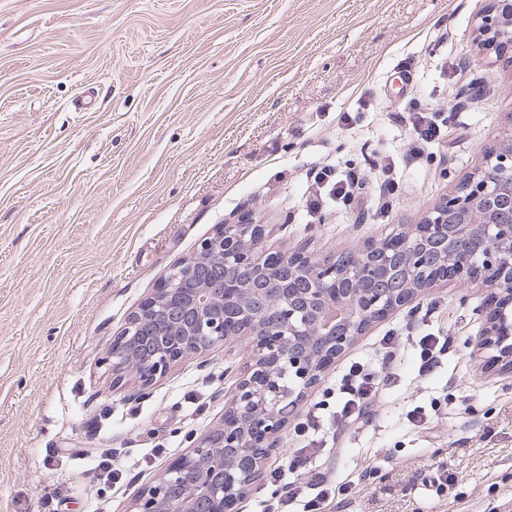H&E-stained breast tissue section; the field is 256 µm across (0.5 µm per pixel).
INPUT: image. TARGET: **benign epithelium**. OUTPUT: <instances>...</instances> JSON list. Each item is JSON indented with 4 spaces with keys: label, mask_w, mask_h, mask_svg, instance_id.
Returning <instances> with one entry per match:
<instances>
[{
    "label": "benign epithelium",
    "mask_w": 512,
    "mask_h": 512,
    "mask_svg": "<svg viewBox=\"0 0 512 512\" xmlns=\"http://www.w3.org/2000/svg\"><path fill=\"white\" fill-rule=\"evenodd\" d=\"M477 30L487 47L512 46V0H494ZM263 225L241 213L173 265L112 338V389L127 378L146 395L181 359L248 340L253 362L238 382L221 425L187 435L190 450L142 490L133 512H236L279 453V433L306 393L370 324L414 302L439 282L481 283L502 293L476 344L512 365V137L501 140L483 169L420 223L371 243L346 266L304 250L281 251L287 272L241 288L182 284L205 264L264 271Z\"/></svg>",
    "instance_id": "1"
}]
</instances>
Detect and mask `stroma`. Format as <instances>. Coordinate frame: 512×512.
Wrapping results in <instances>:
<instances>
[{"label": "stroma", "instance_id": "stroma-1", "mask_svg": "<svg viewBox=\"0 0 512 512\" xmlns=\"http://www.w3.org/2000/svg\"><path fill=\"white\" fill-rule=\"evenodd\" d=\"M489 0H0V512H129L187 432L216 428L246 345L176 364L134 399L113 336L243 204L265 247L316 258L416 224L512 136V59ZM457 114L412 157L406 109ZM400 189L371 201L382 166ZM363 171L361 208L309 221L312 168ZM487 289L442 283L375 322L305 408H336L350 360L393 328L443 333L437 371L399 349L372 424L318 457L356 481L333 512H512V371L476 349ZM108 459L112 481L92 472ZM447 468V486L431 478ZM490 9L482 14L477 25L479 35L485 37L486 47L510 45L512 48V2L511 0H492Z\"/></svg>", "mask_w": 512, "mask_h": 512}]
</instances>
